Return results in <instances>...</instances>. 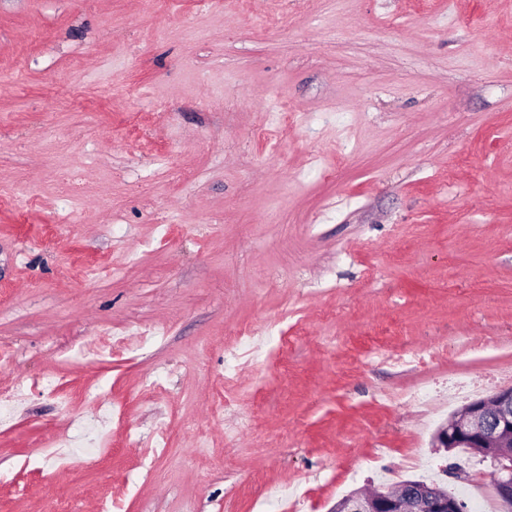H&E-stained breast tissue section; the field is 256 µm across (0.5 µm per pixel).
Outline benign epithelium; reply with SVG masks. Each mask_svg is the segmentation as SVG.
<instances>
[{
    "mask_svg": "<svg viewBox=\"0 0 512 512\" xmlns=\"http://www.w3.org/2000/svg\"><path fill=\"white\" fill-rule=\"evenodd\" d=\"M433 447L490 451L495 493L506 509L512 508V388L470 402L436 431ZM335 512H466V508L446 488L409 481L401 498L382 487L370 496L353 491L336 503Z\"/></svg>",
    "mask_w": 512,
    "mask_h": 512,
    "instance_id": "obj_1",
    "label": "benign epithelium"
}]
</instances>
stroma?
Returning a JSON list of instances; mask_svg holds the SVG:
<instances>
[{
	"instance_id": "obj_1",
	"label": "stroma",
	"mask_w": 512,
	"mask_h": 512,
	"mask_svg": "<svg viewBox=\"0 0 512 512\" xmlns=\"http://www.w3.org/2000/svg\"><path fill=\"white\" fill-rule=\"evenodd\" d=\"M454 380L512 387V0H0V512L474 507ZM409 502V504L405 503ZM336 512H464L462 500L448 493V488H427L413 481L405 483L402 498L391 496L387 489L377 487L376 493L364 496L357 491L336 503Z\"/></svg>"
}]
</instances>
